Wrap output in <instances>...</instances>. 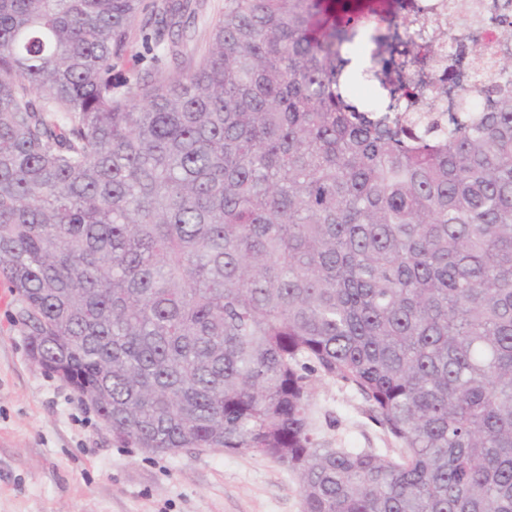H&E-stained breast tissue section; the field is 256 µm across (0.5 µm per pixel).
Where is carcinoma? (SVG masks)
I'll return each instance as SVG.
<instances>
[{"label": "carcinoma", "mask_w": 512, "mask_h": 512, "mask_svg": "<svg viewBox=\"0 0 512 512\" xmlns=\"http://www.w3.org/2000/svg\"><path fill=\"white\" fill-rule=\"evenodd\" d=\"M224 0L173 75L112 69L188 0H0V277L30 355L123 445L296 473L303 512H512V54L446 130L402 82L382 0ZM387 47L359 110L340 45ZM399 456L323 448L307 372Z\"/></svg>", "instance_id": "1"}]
</instances>
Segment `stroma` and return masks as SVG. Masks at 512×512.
I'll return each instance as SVG.
<instances>
[{
	"mask_svg": "<svg viewBox=\"0 0 512 512\" xmlns=\"http://www.w3.org/2000/svg\"><path fill=\"white\" fill-rule=\"evenodd\" d=\"M138 16L115 79L174 62L144 50ZM0 284V512H303L295 472L248 453L198 448L146 453L117 443L96 410L46 372ZM310 421L326 448L394 455L395 439L354 387L310 375Z\"/></svg>",
	"mask_w": 512,
	"mask_h": 512,
	"instance_id": "35a3bbf8",
	"label": "stroma"
}]
</instances>
